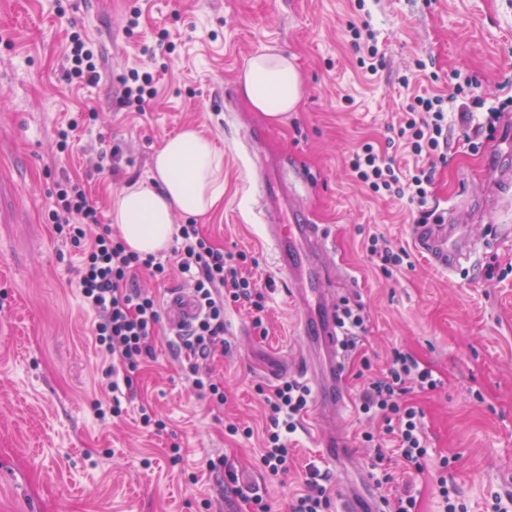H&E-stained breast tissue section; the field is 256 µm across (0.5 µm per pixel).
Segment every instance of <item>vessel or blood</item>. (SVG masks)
<instances>
[{
  "mask_svg": "<svg viewBox=\"0 0 512 512\" xmlns=\"http://www.w3.org/2000/svg\"><path fill=\"white\" fill-rule=\"evenodd\" d=\"M279 273L305 308L303 318V364L316 377L317 418L327 423L319 446L330 462L342 465L348 458L343 435L331 429L345 407L344 360L339 352L334 307L328 293L334 285V270L324 233L313 224H270L266 227ZM414 241L431 264L451 270L472 250L470 241L456 224L417 225ZM168 330L184 333L198 310L183 291L171 292L167 300ZM337 512H382L376 496L368 489H349L337 500Z\"/></svg>",
  "mask_w": 512,
  "mask_h": 512,
  "instance_id": "b4317fda",
  "label": "vessel or blood"
}]
</instances>
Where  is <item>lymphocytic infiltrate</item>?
Listing matches in <instances>:
<instances>
[{"label":"lymphocytic infiltrate","mask_w":512,"mask_h":512,"mask_svg":"<svg viewBox=\"0 0 512 512\" xmlns=\"http://www.w3.org/2000/svg\"><path fill=\"white\" fill-rule=\"evenodd\" d=\"M442 95L415 96L405 110L397 137L415 156V167L401 170L395 158L378 151L372 143L353 152L349 167L353 176L377 195L398 196L416 205L419 223L432 216L428 188L438 162L448 152V114ZM54 232L80 247L83 254L76 270L77 286L87 308L95 314L93 333L103 354L109 357L112 374L122 375L132 385L134 375L153 356V339L161 320L156 297L137 288L135 279L146 272L165 282L181 274L192 288L200 315L184 336L182 346L188 360L187 372L194 388L208 391L216 402L224 400V386L212 376H200L201 360L224 341L227 307L247 309L251 325L263 330L266 296L246 271L247 256L215 247L194 224L178 229L176 267L165 265L160 256L130 250L121 237L101 228L100 212L85 187L64 179L48 212ZM438 386L432 370L421 366L410 354L394 352L389 365L365 378L357 394L359 413L380 419L382 434L363 432L364 443L374 445L370 463L373 475L389 481L388 448H396L408 468L423 474L428 470V442L422 413L407 403V394ZM267 413L260 463L274 479L287 474L290 460L288 440L297 429V419L310 403L308 388L288 380L265 393Z\"/></svg>","instance_id":"1"}]
</instances>
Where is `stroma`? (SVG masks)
Here are the masks:
<instances>
[{"mask_svg": "<svg viewBox=\"0 0 512 512\" xmlns=\"http://www.w3.org/2000/svg\"><path fill=\"white\" fill-rule=\"evenodd\" d=\"M351 22L376 34L385 54L377 74L359 66ZM74 32L98 51L97 86L65 76ZM265 47L293 58L303 76L297 110L277 123L249 111L237 86L247 58ZM134 72L154 78L142 107L120 94ZM510 77L512 0H0V512H248L254 491L271 512H288L308 468L328 471L310 411L291 437L287 476L268 479L257 464L266 425L257 387L313 383L289 367L303 313L264 237L265 180L286 184L289 222L327 234L336 296L363 307L366 331L344 354L353 469L366 471L369 455L357 440L370 425L355 412L357 373L366 358L384 369L399 349L444 382L408 399L425 414L432 462L448 457L445 476L470 512H484L491 493L512 494V185H493L512 164V114L486 128ZM471 82L476 97L461 99ZM431 91L447 96L449 112L464 100L474 114L468 136L449 127L428 199L478 243L448 272L416 249L415 206L374 196L347 170L362 143L396 140L403 107ZM73 120L60 150L58 131ZM188 123L224 152V204L198 227L253 258L258 282L273 281L266 331L227 309L224 345L208 360L224 382L218 405L191 387L159 323L125 414L102 417L96 404L111 378L74 279L80 251L47 220L55 182L64 172L80 180L111 226L112 193L146 179L164 139ZM101 148L117 150L116 174L97 170ZM373 233L406 249L412 268L374 269L363 247ZM144 411L165 422L162 433L142 427ZM210 459L237 471V489L207 470Z\"/></svg>", "mask_w": 512, "mask_h": 512, "instance_id": "obj_1", "label": "stroma"}]
</instances>
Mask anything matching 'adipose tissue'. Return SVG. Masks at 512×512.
<instances>
[{"instance_id":"obj_1","label":"adipose tissue","mask_w":512,"mask_h":512,"mask_svg":"<svg viewBox=\"0 0 512 512\" xmlns=\"http://www.w3.org/2000/svg\"><path fill=\"white\" fill-rule=\"evenodd\" d=\"M238 84L249 109L277 122L297 108L303 81L292 58L267 47L245 62ZM223 201L224 153L187 125L156 150L149 181L113 192L111 219L129 249L156 254L172 244L176 216L204 219Z\"/></svg>"}]
</instances>
